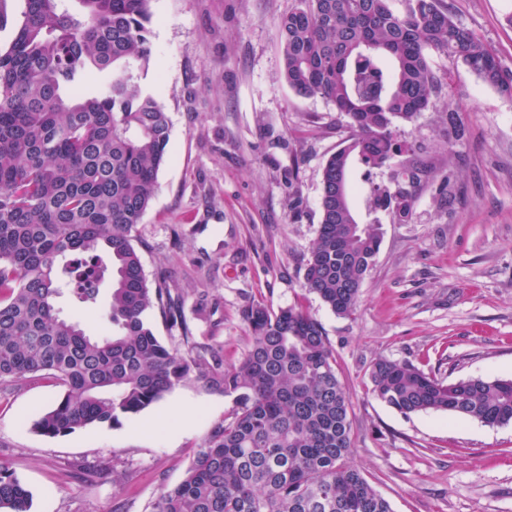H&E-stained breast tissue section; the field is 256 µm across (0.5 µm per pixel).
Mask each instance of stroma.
<instances>
[{"instance_id": "35a3bbf8", "label": "stroma", "mask_w": 512, "mask_h": 512, "mask_svg": "<svg viewBox=\"0 0 512 512\" xmlns=\"http://www.w3.org/2000/svg\"><path fill=\"white\" fill-rule=\"evenodd\" d=\"M512 71V0H443ZM295 0H152L147 88L170 120V158L136 230L147 277L167 272L184 296L197 342L237 362L241 318L254 301L295 305L322 324L349 389L353 462L393 512H512V423L487 426L440 413L405 416L370 392L380 358L452 381L512 377V98L447 56L430 54L450 86L413 121L384 183L426 168L412 213L370 210L359 223L382 242L351 316L302 288L320 221L321 174L351 133L328 100L294 93L284 78L279 25ZM465 130L449 142L448 119ZM61 393L29 377L0 389V461L33 496L31 512H152L162 487L184 477L232 398L192 386L120 425L46 437L32 422ZM193 412L163 426L171 401Z\"/></svg>"}]
</instances>
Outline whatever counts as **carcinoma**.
Instances as JSON below:
<instances>
[{
    "instance_id": "cac0c4a2",
    "label": "carcinoma",
    "mask_w": 512,
    "mask_h": 512,
    "mask_svg": "<svg viewBox=\"0 0 512 512\" xmlns=\"http://www.w3.org/2000/svg\"><path fill=\"white\" fill-rule=\"evenodd\" d=\"M0 48V384L45 375L62 388L33 429L47 437L116 425L195 385L233 398L184 478L160 490L152 512H392L354 465L351 397L322 325L309 313L260 302L242 309L248 346L236 363L198 347L168 278L149 281L135 231L168 160L170 119L144 90L151 0H23ZM284 75L298 95L320 96L351 119V135L322 169L317 236L302 287L347 317L381 245L378 224H358L354 162L381 169L402 150L394 121H411L444 82L429 54L447 55L512 98L504 71L439 0H297L280 25ZM112 70L88 96L87 67ZM425 167L407 185L370 189L369 208L403 221ZM111 282V329L82 321ZM70 291L75 312L57 299ZM157 312L179 344H167ZM372 394L399 413H446L489 426L512 423V378L444 381L378 359ZM32 494L0 461V512H30Z\"/></svg>"
}]
</instances>
